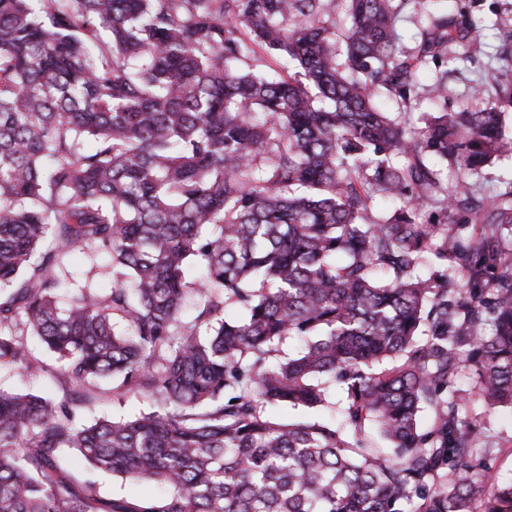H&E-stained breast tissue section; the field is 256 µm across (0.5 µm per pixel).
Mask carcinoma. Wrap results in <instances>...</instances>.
<instances>
[{
	"label": "carcinoma",
	"mask_w": 512,
	"mask_h": 512,
	"mask_svg": "<svg viewBox=\"0 0 512 512\" xmlns=\"http://www.w3.org/2000/svg\"><path fill=\"white\" fill-rule=\"evenodd\" d=\"M405 4L0 0V367L30 373L31 337L84 390H0V512H512L457 388L472 371L512 409V198L440 168L512 152V76L489 72L481 110L397 122L378 100L411 107L432 64L447 101L448 45L464 62L479 32L431 11L407 55ZM376 197L398 205L373 216ZM431 202L471 223H421ZM76 251L112 288L61 299ZM101 381L158 409L84 424ZM332 387L337 421L273 415ZM66 448L166 492L104 499Z\"/></svg>",
	"instance_id": "1"
}]
</instances>
